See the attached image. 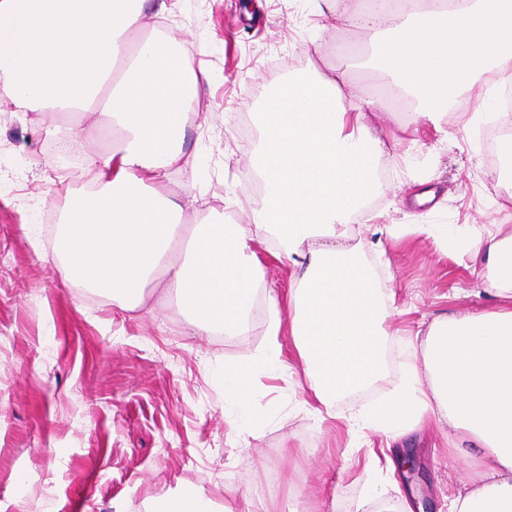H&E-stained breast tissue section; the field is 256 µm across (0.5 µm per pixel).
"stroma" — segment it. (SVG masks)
Listing matches in <instances>:
<instances>
[{"mask_svg": "<svg viewBox=\"0 0 512 512\" xmlns=\"http://www.w3.org/2000/svg\"><path fill=\"white\" fill-rule=\"evenodd\" d=\"M148 5L147 34L184 41L209 76L193 109L185 157L166 188L185 203L183 220L207 222L232 212L248 224L261 205L245 179L261 132L241 142L268 89L310 69L331 73L362 51L367 27L353 23L346 0H165ZM419 136L401 135L381 161L378 189L348 226L363 259L394 293L387 368L361 401L384 395L409 361L417 332L440 314L491 306L482 265L410 233L379 240L380 224H414L415 193L435 189L430 224L469 232L487 220L512 229V181L504 182L486 148L487 122L476 100L449 110L440 127L397 111ZM112 150L93 117L19 109L0 95V512H146L150 500L192 489L235 512H374L377 471L371 448L356 447L341 420L302 411L311 401L289 336H281L291 373L254 375L250 431L235 428L224 401V369L250 361L266 343L261 301L247 309L241 334L198 335L163 279L143 304L124 311L110 297L64 281L53 250L65 201L89 186L84 158ZM435 422L389 449L414 461L387 478L416 512H446L448 498L477 469ZM386 447V446H385ZM281 476L279 495L265 485Z\"/></svg>", "mask_w": 512, "mask_h": 512, "instance_id": "obj_1", "label": "stroma"}]
</instances>
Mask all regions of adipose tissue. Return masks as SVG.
Instances as JSON below:
<instances>
[{"label":"adipose tissue","mask_w":512,"mask_h":512,"mask_svg":"<svg viewBox=\"0 0 512 512\" xmlns=\"http://www.w3.org/2000/svg\"><path fill=\"white\" fill-rule=\"evenodd\" d=\"M144 2L0 0V87L23 108L92 113L116 142L85 158L97 190L66 203L55 245L64 277L132 309L164 273L200 333H239L246 306L264 292L268 349L260 362L225 367V401L244 426L255 424L253 374L260 364L286 370V333L318 418L335 417L338 399L384 371L394 297L378 287L347 224L377 187L387 141L398 138L391 114L358 88L342 92L336 76L282 80L254 115L262 136L250 173L263 200L249 226L183 224L182 200L161 177L183 157L203 77L181 39L142 38ZM350 2L374 31L350 68L382 73L389 96L432 124L450 101L512 69V0H466L454 10L434 0ZM268 239L291 268L284 297L259 281L254 245ZM465 250L484 262L495 308L435 317L418 346L422 366L344 422L350 435L393 440L428 420L448 427L479 464L448 512H512V233L472 232Z\"/></svg>","instance_id":"ef3b65f1"}]
</instances>
